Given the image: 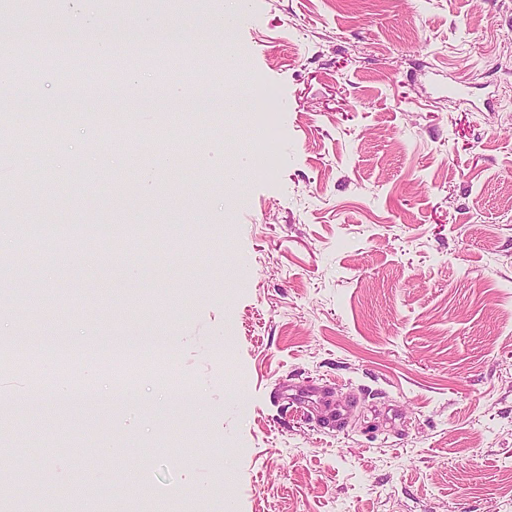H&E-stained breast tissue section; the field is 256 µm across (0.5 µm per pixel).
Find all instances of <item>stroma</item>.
Here are the masks:
<instances>
[{
  "instance_id": "obj_1",
  "label": "stroma",
  "mask_w": 512,
  "mask_h": 512,
  "mask_svg": "<svg viewBox=\"0 0 512 512\" xmlns=\"http://www.w3.org/2000/svg\"><path fill=\"white\" fill-rule=\"evenodd\" d=\"M223 11L0 0L22 29L0 47V188H43L0 199V332L160 347L177 384L74 406L0 367V480L39 469L57 497L85 472L112 512H512V0H247L185 113L196 156L218 138L228 163L256 156L228 182L173 171L142 137L147 96L113 91L141 33ZM243 80L249 108L222 114ZM94 110L135 112L134 166L69 120ZM33 113L40 145L18 139ZM89 222L131 227L116 261L53 262Z\"/></svg>"
}]
</instances>
